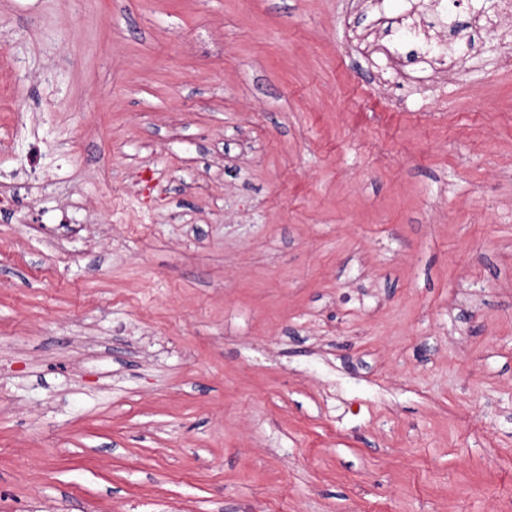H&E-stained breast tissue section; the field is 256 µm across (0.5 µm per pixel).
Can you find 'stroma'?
<instances>
[{"label": "stroma", "instance_id": "1", "mask_svg": "<svg viewBox=\"0 0 512 512\" xmlns=\"http://www.w3.org/2000/svg\"><path fill=\"white\" fill-rule=\"evenodd\" d=\"M433 8L0 0V512H512V18ZM435 8L430 15L412 20L410 30L405 35L406 42L413 46L407 55H433L440 51V46L428 41L437 39L447 42L446 39L434 35L442 27H445L444 18L448 17L450 6L447 0H434ZM448 43V42H447Z\"/></svg>", "mask_w": 512, "mask_h": 512}]
</instances>
